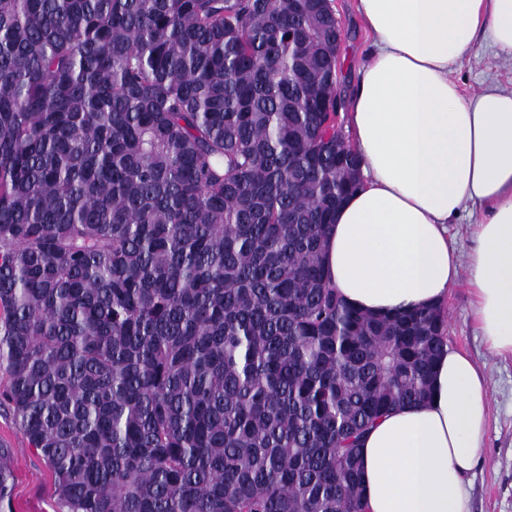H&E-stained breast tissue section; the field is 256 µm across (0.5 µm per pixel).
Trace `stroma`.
<instances>
[{"instance_id":"1","label":"stroma","mask_w":512,"mask_h":512,"mask_svg":"<svg viewBox=\"0 0 512 512\" xmlns=\"http://www.w3.org/2000/svg\"><path fill=\"white\" fill-rule=\"evenodd\" d=\"M334 5L345 30L340 61L341 88L346 91L369 61L370 37L357 13V0H335ZM453 78L468 94L491 82L512 91V61L495 56L483 41L463 53ZM444 308L449 348L472 359L489 394L485 443L476 466L465 476L471 512H512V356L488 351L473 319L472 296L466 284L450 288ZM0 448L10 451L8 465L13 477L11 498L0 512H62L50 469L3 409Z\"/></svg>"}]
</instances>
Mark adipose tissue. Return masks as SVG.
Returning a JSON list of instances; mask_svg holds the SVG:
<instances>
[{
    "mask_svg": "<svg viewBox=\"0 0 512 512\" xmlns=\"http://www.w3.org/2000/svg\"><path fill=\"white\" fill-rule=\"evenodd\" d=\"M370 61L349 98L363 187L326 240L330 283L373 314L444 304L466 277L488 350L512 356V92L464 94L451 74L480 41L512 60V0H358ZM473 218L459 257L448 226ZM488 392L452 350L431 398L381 419L363 446L368 512H470Z\"/></svg>",
    "mask_w": 512,
    "mask_h": 512,
    "instance_id": "ef3b65f1",
    "label": "adipose tissue"
}]
</instances>
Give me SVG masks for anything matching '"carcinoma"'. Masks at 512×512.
Listing matches in <instances>:
<instances>
[{
	"label": "carcinoma",
	"mask_w": 512,
	"mask_h": 512,
	"mask_svg": "<svg viewBox=\"0 0 512 512\" xmlns=\"http://www.w3.org/2000/svg\"><path fill=\"white\" fill-rule=\"evenodd\" d=\"M326 4L0 0V406L65 512H365L361 442L430 397L442 309L328 281Z\"/></svg>",
	"instance_id": "obj_1"
}]
</instances>
